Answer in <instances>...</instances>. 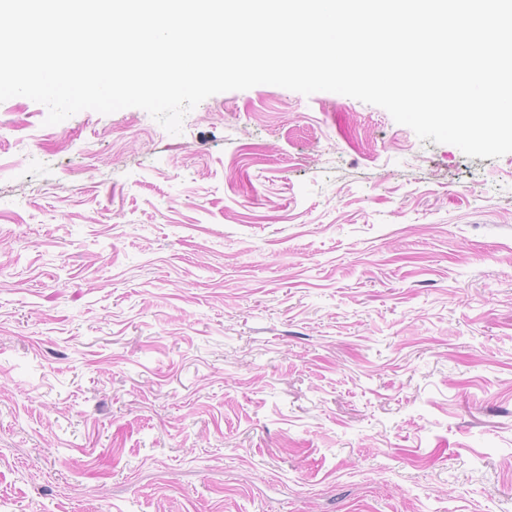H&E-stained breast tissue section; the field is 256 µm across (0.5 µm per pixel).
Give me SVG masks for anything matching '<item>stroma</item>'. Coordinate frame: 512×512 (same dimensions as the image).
I'll list each match as a JSON object with an SVG mask.
<instances>
[{
	"label": "stroma",
	"instance_id": "1",
	"mask_svg": "<svg viewBox=\"0 0 512 512\" xmlns=\"http://www.w3.org/2000/svg\"><path fill=\"white\" fill-rule=\"evenodd\" d=\"M46 115L0 103V512H512V153L278 86Z\"/></svg>",
	"mask_w": 512,
	"mask_h": 512
}]
</instances>
